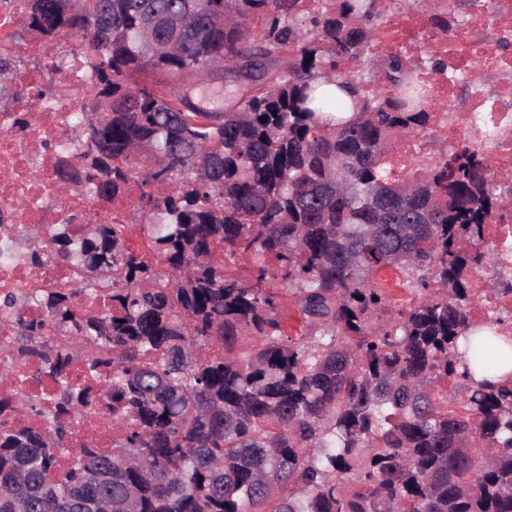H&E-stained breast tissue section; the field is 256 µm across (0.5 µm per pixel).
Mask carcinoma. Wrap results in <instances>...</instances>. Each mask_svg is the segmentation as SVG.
<instances>
[{"label":"carcinoma","instance_id":"cac0c4a2","mask_svg":"<svg viewBox=\"0 0 512 512\" xmlns=\"http://www.w3.org/2000/svg\"><path fill=\"white\" fill-rule=\"evenodd\" d=\"M305 2L26 0L25 28L77 39L93 65L79 163L62 174L134 195L145 244L127 246L137 226L118 218L79 236L56 225L49 246L77 287L28 296L41 319L0 297L4 352L62 387L46 429L16 423L38 406L0 398V512H512V371L498 375L512 313L471 319L485 221L507 203L490 136L389 180V144L434 119L423 75L454 76L400 50L382 92L375 0ZM399 2L442 35L461 25L436 0ZM214 66L258 76L225 83L221 112L186 106ZM236 258L250 277L224 270ZM385 267L412 300L377 285ZM79 355L88 380L71 375ZM104 395L112 448L58 469Z\"/></svg>","mask_w":512,"mask_h":512}]
</instances>
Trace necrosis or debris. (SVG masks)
I'll return each instance as SVG.
<instances>
[{"mask_svg":"<svg viewBox=\"0 0 512 512\" xmlns=\"http://www.w3.org/2000/svg\"><path fill=\"white\" fill-rule=\"evenodd\" d=\"M484 25V16L476 14L469 17L468 34L460 41L440 38L429 29L424 37L434 50L444 53L450 71L467 74L479 65L512 74V56L504 55L497 44L482 38ZM11 29L0 13V48L9 47L18 62L11 81V106L0 111V223L8 229L7 234H0V293L31 294L55 286L66 288L72 283L69 264L52 254L40 274L32 273L22 252L42 248L38 229L66 223L73 215L79 223L99 224L122 215L129 203L96 196L68 198V184L58 174L62 152L74 156L79 151L72 116L84 102L92 80L90 60L71 57L66 85L48 87L45 71L62 52V45L38 34L10 45L6 37ZM24 112L32 121L22 127L16 119ZM495 122L496 144L488 151L489 164L495 177L511 180L512 113H496ZM19 211L24 218L18 222L14 215ZM36 368L33 360L18 364L0 358V396L20 394L29 401L49 405L58 386L48 379H34ZM89 443L100 448L112 445V435L100 417H90L75 427L59 452L61 468L70 467Z\"/></svg>","mask_w":512,"mask_h":512,"instance_id":"necrosis-or-debris-1","label":"necrosis or debris"}]
</instances>
